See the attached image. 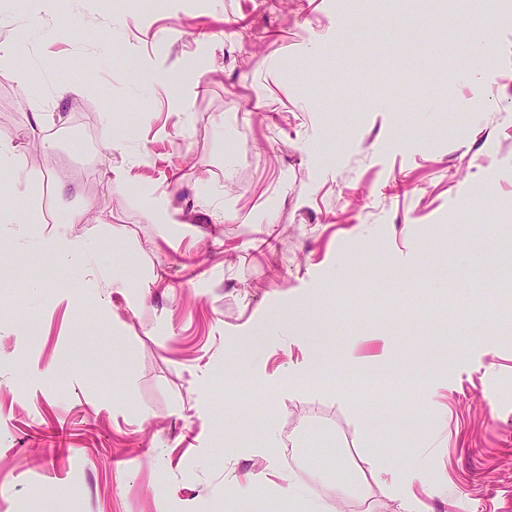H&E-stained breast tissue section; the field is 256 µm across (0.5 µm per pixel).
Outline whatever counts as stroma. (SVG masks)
Wrapping results in <instances>:
<instances>
[{
    "label": "stroma",
    "instance_id": "35a3bbf8",
    "mask_svg": "<svg viewBox=\"0 0 512 512\" xmlns=\"http://www.w3.org/2000/svg\"><path fill=\"white\" fill-rule=\"evenodd\" d=\"M402 8L0 0V512H402L419 458L418 512H512V19L484 65L489 0ZM46 245L62 260L76 257L82 251L80 241L65 233H58L46 241ZM424 469V463L419 460L412 469L405 474V477L400 480L396 485V491L399 499L402 502L404 512H411V504L415 499L412 492V486L416 480L420 478V475Z\"/></svg>",
    "mask_w": 512,
    "mask_h": 512
}]
</instances>
